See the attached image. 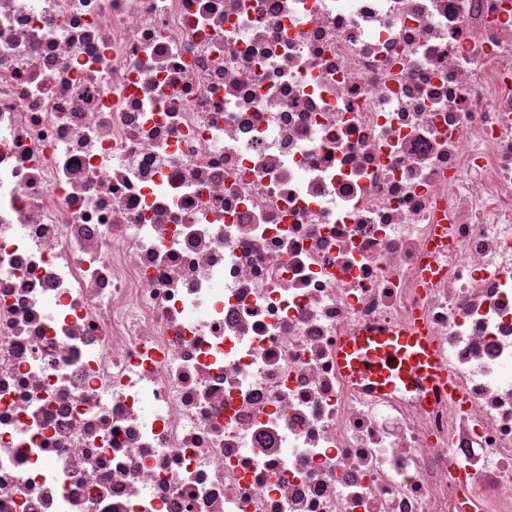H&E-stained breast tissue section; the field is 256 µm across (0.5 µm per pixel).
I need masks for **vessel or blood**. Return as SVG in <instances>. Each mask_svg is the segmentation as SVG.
Listing matches in <instances>:
<instances>
[{
  "mask_svg": "<svg viewBox=\"0 0 512 512\" xmlns=\"http://www.w3.org/2000/svg\"><path fill=\"white\" fill-rule=\"evenodd\" d=\"M337 360L346 374L375 393L431 389L446 378L435 347L417 327L402 333L379 326L360 331L341 344Z\"/></svg>",
  "mask_w": 512,
  "mask_h": 512,
  "instance_id": "b4317fda",
  "label": "vessel or blood"
}]
</instances>
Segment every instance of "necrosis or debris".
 Segmentation results:
<instances>
[{
    "mask_svg": "<svg viewBox=\"0 0 512 512\" xmlns=\"http://www.w3.org/2000/svg\"><path fill=\"white\" fill-rule=\"evenodd\" d=\"M0 512H512V0H0ZM337 360L346 374L375 393L433 389L446 378L435 347L419 327L402 333L379 326L362 330L341 344Z\"/></svg>",
    "mask_w": 512,
    "mask_h": 512,
    "instance_id": "necrosis-or-debris-1",
    "label": "necrosis or debris"
}]
</instances>
